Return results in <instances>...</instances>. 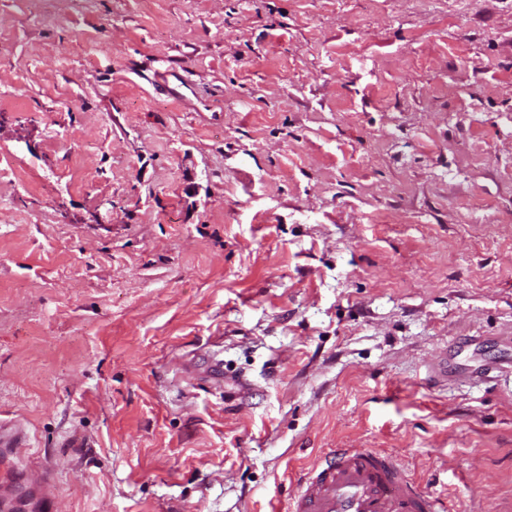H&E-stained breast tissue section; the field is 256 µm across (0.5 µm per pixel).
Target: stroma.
Returning <instances> with one entry per match:
<instances>
[{
  "label": "stroma",
  "instance_id": "35a3bbf8",
  "mask_svg": "<svg viewBox=\"0 0 512 512\" xmlns=\"http://www.w3.org/2000/svg\"><path fill=\"white\" fill-rule=\"evenodd\" d=\"M0 423L54 512H505L512 0H0ZM289 512H447V503L369 448H334L298 479Z\"/></svg>",
  "mask_w": 512,
  "mask_h": 512
}]
</instances>
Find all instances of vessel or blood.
Segmentation results:
<instances>
[{"label": "vessel or blood", "instance_id": "b4317fda", "mask_svg": "<svg viewBox=\"0 0 512 512\" xmlns=\"http://www.w3.org/2000/svg\"><path fill=\"white\" fill-rule=\"evenodd\" d=\"M289 512H448L439 496L369 448H336L299 480Z\"/></svg>", "mask_w": 512, "mask_h": 512}]
</instances>
